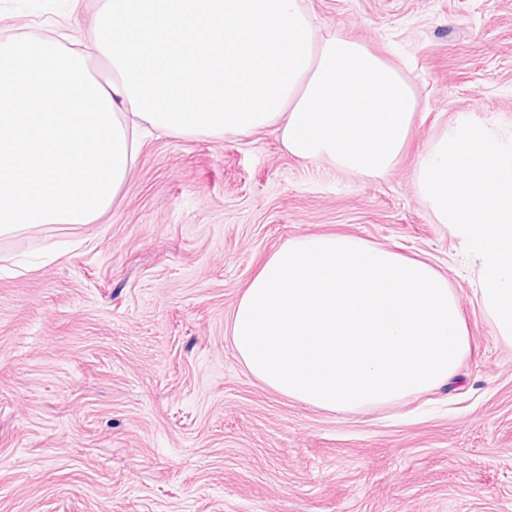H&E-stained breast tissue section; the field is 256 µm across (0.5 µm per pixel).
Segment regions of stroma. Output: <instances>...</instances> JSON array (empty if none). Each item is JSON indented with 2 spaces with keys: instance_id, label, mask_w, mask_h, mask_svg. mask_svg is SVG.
<instances>
[{
  "instance_id": "stroma-1",
  "label": "stroma",
  "mask_w": 512,
  "mask_h": 512,
  "mask_svg": "<svg viewBox=\"0 0 512 512\" xmlns=\"http://www.w3.org/2000/svg\"><path fill=\"white\" fill-rule=\"evenodd\" d=\"M312 27L400 66L419 98L377 176L273 130L150 133L97 222L0 236V512H512V346L479 264L415 189L462 120L512 140V0H306ZM100 0H0V40L87 34ZM347 235L427 260L470 347L449 382L331 411L256 379L234 309L290 241Z\"/></svg>"
}]
</instances>
